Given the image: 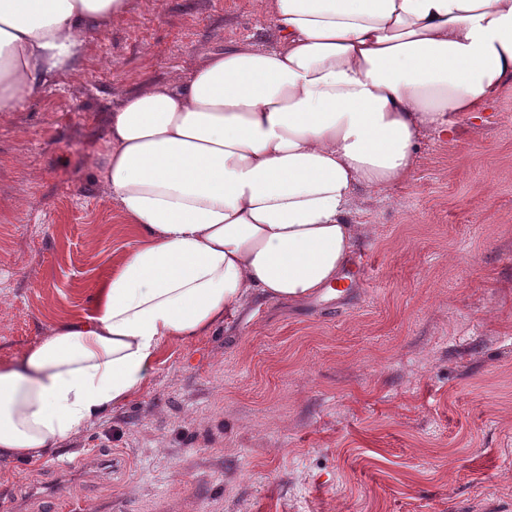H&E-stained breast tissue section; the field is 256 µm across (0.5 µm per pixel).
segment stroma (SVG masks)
Instances as JSON below:
<instances>
[{
    "label": "stroma",
    "instance_id": "obj_1",
    "mask_svg": "<svg viewBox=\"0 0 512 512\" xmlns=\"http://www.w3.org/2000/svg\"><path fill=\"white\" fill-rule=\"evenodd\" d=\"M248 37L276 44L263 0H134L0 113V359L89 310L140 242L101 175L111 109ZM489 112L360 193L347 291L166 343L125 405L0 460V512H48L54 487L58 512H512V85Z\"/></svg>",
    "mask_w": 512,
    "mask_h": 512
}]
</instances>
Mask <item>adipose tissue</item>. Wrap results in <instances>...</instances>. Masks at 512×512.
<instances>
[{
  "label": "adipose tissue",
  "instance_id": "obj_1",
  "mask_svg": "<svg viewBox=\"0 0 512 512\" xmlns=\"http://www.w3.org/2000/svg\"><path fill=\"white\" fill-rule=\"evenodd\" d=\"M246 39L109 113L103 180L140 244L92 309L0 361V460H40L121 407L161 346L254 296L334 288L363 232L357 191L406 184L512 85V0H264ZM133 0H0V112L35 100Z\"/></svg>",
  "mask_w": 512,
  "mask_h": 512
}]
</instances>
